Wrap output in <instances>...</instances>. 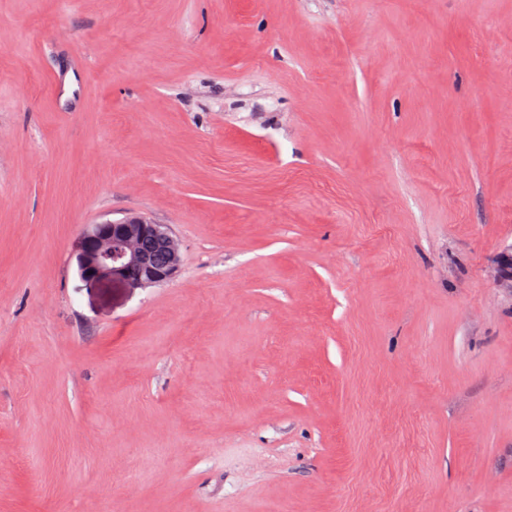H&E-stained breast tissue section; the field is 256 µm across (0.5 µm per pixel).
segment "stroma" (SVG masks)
I'll return each mask as SVG.
<instances>
[{
    "instance_id": "stroma-1",
    "label": "stroma",
    "mask_w": 512,
    "mask_h": 512,
    "mask_svg": "<svg viewBox=\"0 0 512 512\" xmlns=\"http://www.w3.org/2000/svg\"><path fill=\"white\" fill-rule=\"evenodd\" d=\"M511 247L512 0H0V512H512ZM74 249L80 276L95 283L146 288L170 282L181 267L179 244L168 225L143 215L85 225Z\"/></svg>"
}]
</instances>
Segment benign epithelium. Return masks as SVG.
I'll return each mask as SVG.
<instances>
[{
	"mask_svg": "<svg viewBox=\"0 0 512 512\" xmlns=\"http://www.w3.org/2000/svg\"><path fill=\"white\" fill-rule=\"evenodd\" d=\"M74 249L80 276L95 283L146 288L173 280L181 267L179 244L168 225L143 215L87 224ZM497 279L512 288V247L500 255Z\"/></svg>",
	"mask_w": 512,
	"mask_h": 512,
	"instance_id": "1",
	"label": "benign epithelium"
}]
</instances>
